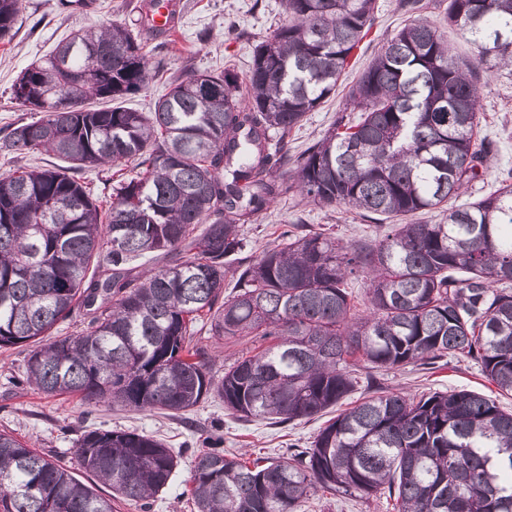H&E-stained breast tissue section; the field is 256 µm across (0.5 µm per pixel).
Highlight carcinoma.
Returning a JSON list of instances; mask_svg holds the SVG:
<instances>
[{"label": "carcinoma", "instance_id": "1", "mask_svg": "<svg viewBox=\"0 0 512 512\" xmlns=\"http://www.w3.org/2000/svg\"><path fill=\"white\" fill-rule=\"evenodd\" d=\"M24 0H0V40ZM374 0H285V19L254 47L246 84L230 70L190 71L149 113L122 106L150 78L149 54L120 25L78 30L31 64L14 99L43 112L0 137V153L44 151L52 169L0 174V348L30 345L26 382L48 396L184 415L217 396L241 419L311 418L353 387L361 360L395 368L472 359L512 395V170L442 224H397L355 249L321 232L281 233L248 263L241 225L275 199L399 216L438 208L484 179L475 72L512 71V0H450L469 35L455 58L420 17L360 76L355 121L288 162L286 138L326 99L372 27ZM132 159L138 172L105 199L74 173ZM147 253L182 255L142 274ZM370 281L353 311L347 277ZM235 295L223 299L227 277ZM76 310L84 329L50 336ZM269 345L218 378L195 341ZM113 497L146 501L178 455L136 431L91 430L75 451ZM395 495L394 512H512V412L483 394L370 397L323 427L311 447L249 467L210 448L196 456L197 512H298L310 492ZM0 512H112V500L0 431Z\"/></svg>", "mask_w": 512, "mask_h": 512}]
</instances>
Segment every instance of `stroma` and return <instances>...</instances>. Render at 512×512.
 <instances>
[{"label": "stroma", "mask_w": 512, "mask_h": 512, "mask_svg": "<svg viewBox=\"0 0 512 512\" xmlns=\"http://www.w3.org/2000/svg\"><path fill=\"white\" fill-rule=\"evenodd\" d=\"M176 26L172 34L159 36L144 26L141 0H25L10 40L0 41V136L16 124L36 119V112L20 106L12 86L33 62L49 53L60 41L79 29L117 22L127 26L150 51L158 79L124 100L125 107L147 112L168 92L171 82L187 71L233 70L247 79L252 51L281 23V0H172ZM449 0H419L418 13H411L403 0H374V22L356 50L351 66L333 91L299 128L288 135V154L297 157L322 139L337 118L351 117L348 96L361 73L367 69L386 41L412 16L436 24L464 59L472 54L467 36L448 23ZM482 88L478 137L495 143L487 158L490 172L473 182L456 198L462 206L476 201L497 187L500 172L512 169V75L480 72L475 76ZM300 224L317 232L331 229L350 246L368 247L383 238L387 221L373 220L342 207H322L294 196L275 200L244 233L252 253L276 245L283 225ZM195 339L204 348L216 374L237 360L266 347L258 336H217L209 324L197 325ZM28 347L0 350V431H8L58 461L84 483L93 478L80 469L75 449L84 432L94 429L134 430L159 439L181 455L169 485L150 500L134 503L115 501L114 512H195L186 491L190 486L195 456L208 439H224L225 452L244 455L247 460L287 458L308 448L330 417L382 391H400L413 396L434 391L468 390L484 394L506 411H512V396L500 394L473 360L439 359L400 368H364L354 371L352 392L336 407L310 419L271 425L260 419L240 420L226 410L223 401L208 398L181 417L156 411H131L104 404L85 403L77 395L48 397L25 381ZM387 495L341 496L318 490L302 503L299 512H393Z\"/></svg>", "instance_id": "35a3bbf8"}]
</instances>
